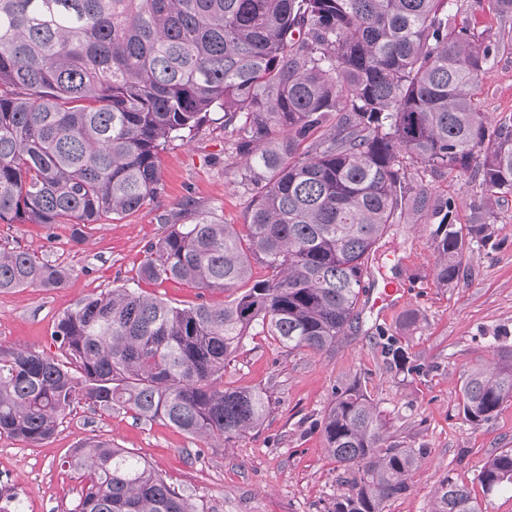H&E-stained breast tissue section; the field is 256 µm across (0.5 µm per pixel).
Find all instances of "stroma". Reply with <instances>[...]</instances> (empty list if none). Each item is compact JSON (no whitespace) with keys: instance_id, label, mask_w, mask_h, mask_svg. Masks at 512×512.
I'll use <instances>...</instances> for the list:
<instances>
[{"instance_id":"obj_1","label":"stroma","mask_w":512,"mask_h":512,"mask_svg":"<svg viewBox=\"0 0 512 512\" xmlns=\"http://www.w3.org/2000/svg\"><path fill=\"white\" fill-rule=\"evenodd\" d=\"M452 12L479 32L512 31V13L495 12L490 0H455ZM473 94L489 128L512 119V50L495 57ZM160 173L158 194L141 210L88 225L80 241L69 224L0 223V245L70 272L59 288L0 293V347L58 355L50 336L58 317L88 296L130 284L164 230L161 216L177 214L190 223V215L179 212L181 202L193 200L224 223H244L251 195L241 184L243 158L224 130L223 111H214L192 135L166 143ZM405 176L425 186L432 200L452 199L463 224L484 201L474 168L430 173L409 165ZM490 221V239L474 247L459 281L449 287L435 278L431 225L409 218L393 225L378 244L381 259L372 263L364 286L374 293L401 288L403 301L386 313L359 305L358 319L327 350L290 352L250 330L224 365V384L265 389L270 410L260 427L231 445L212 448L163 421L82 402L47 441L0 436V470L14 471L31 512H73L84 483L65 460L96 435L140 455L198 512H327L347 492L350 473L328 454L322 421L334 390L356 382L385 419L390 443L426 451L408 475L407 494L390 500L386 512H430L446 477L467 485L483 512H512V485L486 495L477 480L489 459L512 448V401L479 425L462 412L465 376L477 367L493 368L498 351L512 348V196L494 204ZM144 290L180 307L219 306L227 299L225 292L173 281L152 282ZM390 338L406 349L410 369L385 356Z\"/></svg>"}]
</instances>
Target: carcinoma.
I'll return each mask as SVG.
<instances>
[{"instance_id": "cac0c4a2", "label": "carcinoma", "mask_w": 512, "mask_h": 512, "mask_svg": "<svg viewBox=\"0 0 512 512\" xmlns=\"http://www.w3.org/2000/svg\"><path fill=\"white\" fill-rule=\"evenodd\" d=\"M454 0H0V222L72 224L139 211L160 189L161 147L224 111L252 184L246 224L193 211L150 244L134 286L89 296L51 332L65 360L0 348V435L49 439L74 403L160 420L207 444L258 428V388L224 387V363L258 326L293 351H323L358 318L376 246L409 213L435 225L437 282L491 236L460 226L450 200L406 182L480 164L487 198L512 195V125L486 135L472 87L502 33L456 23ZM269 276L250 281L252 263ZM62 267L0 247V292L60 288ZM250 288L222 306L178 308L141 282ZM479 425L512 399V349L462 384ZM386 423L352 383L323 419L329 454L352 472L328 512H385L407 491L420 448L387 443ZM68 466L89 478L74 512H197L128 448L95 436ZM512 484V449L478 475ZM431 512H482L449 478Z\"/></svg>"}]
</instances>
